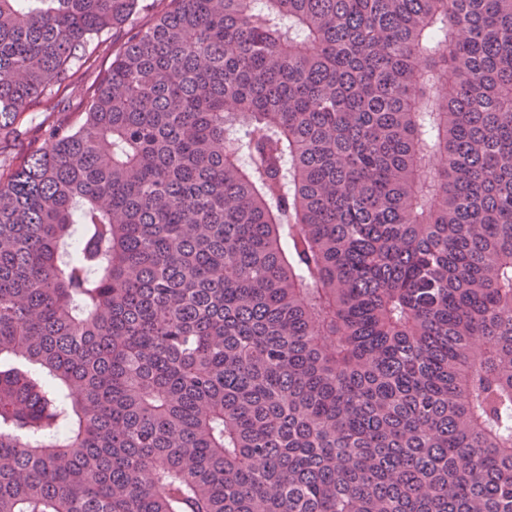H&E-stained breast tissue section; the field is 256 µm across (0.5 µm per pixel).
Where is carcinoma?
<instances>
[{"label":"carcinoma","instance_id":"obj_1","mask_svg":"<svg viewBox=\"0 0 512 512\" xmlns=\"http://www.w3.org/2000/svg\"><path fill=\"white\" fill-rule=\"evenodd\" d=\"M171 2L0 0V512H512V0ZM169 4V0H140L137 14L124 27L113 29L99 43L95 50L97 61L99 63L110 61L112 56L120 50L130 30L150 24L158 14L169 7ZM30 113L34 114L30 115ZM46 113L27 112L15 130L3 131L0 134L1 141L7 140L10 144L8 154L11 159L15 160L26 153L45 149L48 146L44 126L40 123Z\"/></svg>","mask_w":512,"mask_h":512}]
</instances>
